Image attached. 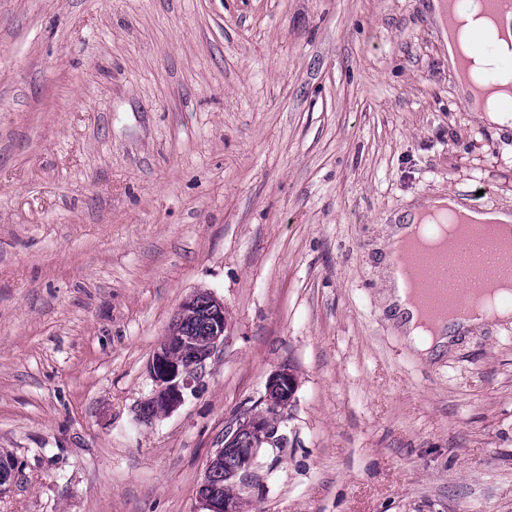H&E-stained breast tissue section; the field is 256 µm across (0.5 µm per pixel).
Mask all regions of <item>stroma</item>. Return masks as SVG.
I'll return each mask as SVG.
<instances>
[{
    "mask_svg": "<svg viewBox=\"0 0 512 512\" xmlns=\"http://www.w3.org/2000/svg\"><path fill=\"white\" fill-rule=\"evenodd\" d=\"M431 0H0V512H205L226 426L297 381L239 512H512V322L427 363L387 309L416 200L512 208ZM224 343L144 418L181 303ZM288 386L294 388V396L297 388L295 376L287 368L276 371L269 377L266 383L265 393L261 397L260 404H264L265 407L274 411L276 415L280 414L282 410L288 407L289 392L287 400L284 401L281 398L283 391Z\"/></svg>",
    "mask_w": 512,
    "mask_h": 512,
    "instance_id": "stroma-1",
    "label": "stroma"
}]
</instances>
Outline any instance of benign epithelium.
Segmentation results:
<instances>
[{"mask_svg": "<svg viewBox=\"0 0 512 512\" xmlns=\"http://www.w3.org/2000/svg\"><path fill=\"white\" fill-rule=\"evenodd\" d=\"M201 297L207 299L209 306L208 336L197 346L190 337L175 335L154 351L149 373L155 388L144 404L146 415L152 409L172 412L181 405L186 390L193 388L198 371L224 342V302L211 294L202 291L187 298L179 308L178 318L194 317ZM288 386L297 387L295 376L286 368L276 371L269 377L260 403L280 413L288 407V401L282 400V393ZM271 424L272 420L263 413H245L237 420V426L225 430L224 445L207 462L205 479L198 490L208 512H239L236 499L224 496V492L213 487L211 476L223 468L224 476L234 482L243 483L250 479L261 445L270 440Z\"/></svg>", "mask_w": 512, "mask_h": 512, "instance_id": "7a95c632", "label": "benign epithelium"}]
</instances>
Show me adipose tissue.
Wrapping results in <instances>:
<instances>
[{"mask_svg":"<svg viewBox=\"0 0 512 512\" xmlns=\"http://www.w3.org/2000/svg\"><path fill=\"white\" fill-rule=\"evenodd\" d=\"M466 46L472 47L474 65L471 76L477 86L488 91L482 110L486 123L495 125L497 134L512 133V26L498 32L486 19L466 27ZM451 202L465 215H473L469 200L432 195L417 200L409 209L395 216L383 246L384 286L387 305L409 348L419 358L431 361L450 350L457 338L479 327L476 319L451 317L434 322L432 329L420 325L421 314L410 298L404 275L397 264V253L415 224L436 206Z\"/></svg>","mask_w":512,"mask_h":512,"instance_id":"obj_1","label":"adipose tissue"}]
</instances>
